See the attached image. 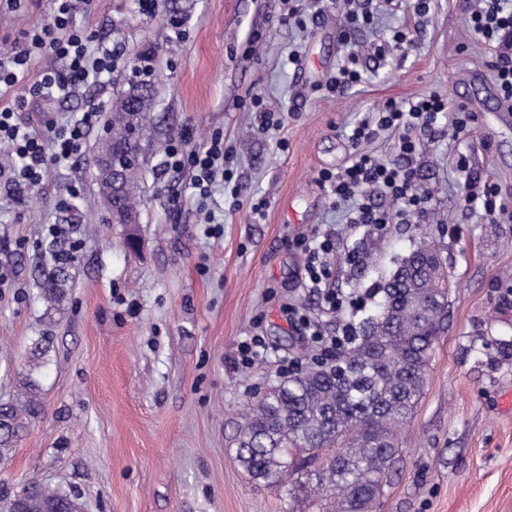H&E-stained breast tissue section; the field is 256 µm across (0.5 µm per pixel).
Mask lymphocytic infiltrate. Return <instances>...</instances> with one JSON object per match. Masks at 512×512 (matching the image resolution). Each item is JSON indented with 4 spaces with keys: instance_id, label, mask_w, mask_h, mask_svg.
Here are the masks:
<instances>
[{
    "instance_id": "lymphocytic-infiltrate-1",
    "label": "lymphocytic infiltrate",
    "mask_w": 512,
    "mask_h": 512,
    "mask_svg": "<svg viewBox=\"0 0 512 512\" xmlns=\"http://www.w3.org/2000/svg\"><path fill=\"white\" fill-rule=\"evenodd\" d=\"M462 10L470 30L481 41L493 47L496 81L503 99L512 100V0H462ZM92 0H51V15L46 24L36 27L18 43L15 52L0 58V97L11 88L28 85L34 98H54L74 93L81 86L111 74L119 64L118 51H91L86 30L77 27L73 19L77 12H89ZM51 54L67 59L66 74L52 69L42 70L31 77L30 66L35 58ZM26 101L13 100L0 106V144L6 145L11 159L0 165V187L8 195H18L23 189L40 185L52 170L68 165L82 150L87 130L98 124L101 107L92 106L67 123L48 118L42 123L22 119ZM447 118L448 133L453 139L470 135L473 116L463 103L449 104L440 94L429 93L415 99L388 101L374 116L353 127L349 139L354 152L340 171H321L319 178L328 183L337 204L348 208L352 224L385 228L390 224H407L425 211L430 194L417 180L410 160L420 146L419 133ZM391 137L399 155L398 160L378 158L368 148L381 136ZM188 133H180L166 152L164 165L179 172L191 168L193 189L207 195L216 180L231 183L230 169H219L224 158L221 137H212L202 148L185 150ZM389 202L382 208L372 204V195ZM296 248L305 257V285L322 292L329 311L344 309L343 295L328 290L332 276L330 255L336 251V234L332 231L313 233L299 238Z\"/></svg>"
}]
</instances>
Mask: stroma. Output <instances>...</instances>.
I'll return each instance as SVG.
<instances>
[{"label": "stroma", "mask_w": 512, "mask_h": 512, "mask_svg": "<svg viewBox=\"0 0 512 512\" xmlns=\"http://www.w3.org/2000/svg\"><path fill=\"white\" fill-rule=\"evenodd\" d=\"M49 0L0 8V54L49 19ZM281 0H95L78 25L117 46L124 66L71 99L34 102L67 121L88 102L111 106L127 87V66L151 51L157 77L137 221L114 224L99 202L93 158L103 125L86 133L82 155L54 169L22 199L0 193V403L12 400L41 333L44 412L10 461L0 489L32 480L76 495L84 512H288L285 491L255 483L232 442L256 396L278 384L284 362L304 366L311 347L289 306L318 319L325 334L372 313L379 285L424 240L448 273V314L433 345L429 376L401 456L370 512H512V361L495 340H512V310L499 311L512 285V223L490 226L466 209L465 180L496 182L512 210V111L492 68L493 52L470 33L459 0H434L424 17L412 0L381 16L376 30H348L334 0H305L302 25L280 23ZM179 19L180 33L168 23ZM408 27L414 47L369 57L359 86L332 92L343 41L373 43ZM432 92L468 104L470 138L453 142L446 121L424 140L413 165L432 192L425 215L377 230L350 225L336 210L321 170L350 157L348 136L390 100ZM281 117L263 134L252 106ZM189 131L195 148L222 134L238 197L215 183L210 197L189 187L190 172L166 171L172 139ZM286 148H277V140ZM468 167L459 170L458 155ZM69 210L57 202L71 187ZM266 200L262 212L252 206ZM218 229L207 233L206 215ZM336 233L333 288L352 296V315H329L305 288L297 238ZM138 238V250L126 241ZM73 253L66 298L42 297L48 245ZM260 333L267 350L249 366L239 348Z\"/></svg>", "instance_id": "stroma-1"}]
</instances>
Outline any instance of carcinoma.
<instances>
[{
    "label": "carcinoma",
    "instance_id": "carcinoma-1",
    "mask_svg": "<svg viewBox=\"0 0 512 512\" xmlns=\"http://www.w3.org/2000/svg\"><path fill=\"white\" fill-rule=\"evenodd\" d=\"M133 72L106 128L112 147L125 152L119 156V197L102 195L119 224L136 217L142 163L134 136L153 107L152 56L139 55ZM52 261L42 281L43 297L51 303L66 296L69 259L54 253ZM442 266L435 246L421 242L379 288V311L358 324L330 361H317L266 390L241 418L233 439L239 462L254 481L286 490L289 512H369L380 495L423 393L446 314L448 294L434 276ZM42 413L39 383L28 372L16 398L0 404V464ZM71 497L38 483L21 495L24 512H47L64 500L80 512Z\"/></svg>",
    "mask_w": 512,
    "mask_h": 512
}]
</instances>
